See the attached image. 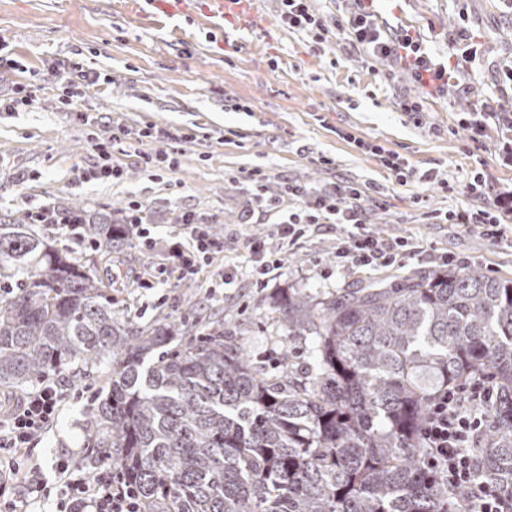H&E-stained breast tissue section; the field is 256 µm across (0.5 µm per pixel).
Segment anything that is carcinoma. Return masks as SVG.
<instances>
[{"mask_svg":"<svg viewBox=\"0 0 512 512\" xmlns=\"http://www.w3.org/2000/svg\"><path fill=\"white\" fill-rule=\"evenodd\" d=\"M50 209L111 259L112 213ZM38 223L0 213V386L110 365L92 439L143 512H455L420 427L437 391L475 376L497 389L479 477L512 497V279L448 269L326 297L293 289L282 319L315 338L320 364L306 381L267 378L220 330L184 348L169 346L174 324L132 330L112 285Z\"/></svg>","mask_w":512,"mask_h":512,"instance_id":"1","label":"carcinoma"}]
</instances>
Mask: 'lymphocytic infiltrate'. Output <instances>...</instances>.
<instances>
[{"instance_id":"1","label":"lymphocytic infiltrate","mask_w":512,"mask_h":512,"mask_svg":"<svg viewBox=\"0 0 512 512\" xmlns=\"http://www.w3.org/2000/svg\"><path fill=\"white\" fill-rule=\"evenodd\" d=\"M356 2L344 26L350 42L370 57L389 60L406 70L424 95L440 94L452 74L472 63L474 50L469 42L459 43L453 62H434L418 36L379 24L374 0ZM466 188L469 204L443 213L429 212V219L462 226L496 243H511L512 193L493 194L480 171ZM365 201L363 188L354 183L304 192L298 206L275 223L270 238L249 237L254 285H266L279 274L288 247L331 226L336 229L334 258L340 268L380 270L424 254L417 239L384 237L369 230ZM128 229L135 232L141 251L159 257L160 272L184 279L194 278L219 251L218 239L190 213L184 214L177 233L163 240L153 235L148 209L137 201L130 206L125 223L116 227L120 234ZM496 395L492 381L486 378L442 389L432 398L422 424L424 459L436 471L441 486L451 492L467 491L462 512H512V498L479 479L474 452ZM61 406L62 397L51 375L23 394L0 392V512H28L32 503L49 496L56 499L55 512H142L137 493L105 455L89 463L69 456L57 459L55 486L44 482L29 452L56 424Z\"/></svg>"}]
</instances>
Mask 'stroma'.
<instances>
[{
  "label": "stroma",
  "instance_id": "obj_1",
  "mask_svg": "<svg viewBox=\"0 0 512 512\" xmlns=\"http://www.w3.org/2000/svg\"><path fill=\"white\" fill-rule=\"evenodd\" d=\"M206 4L195 0L193 13L181 14L167 11V0H0V43L14 61L0 68V100L13 98L21 85L37 95L31 110H0V213L49 202L95 210L137 200L147 204L163 237L175 230L177 215L194 213L224 243L196 279L142 287L155 261L132 238L108 261L84 250V262L90 273L111 279L112 308L131 326L188 320L189 336L174 339L181 347L190 336L224 330L271 374L290 368L303 376L317 364L307 341L289 337L281 292L327 296L403 278L431 270V255L384 271L343 270L332 258L335 232L322 231L290 251L266 287H253L245 236L265 226L251 213L243 171L263 168L279 192L285 182L305 190L369 186L366 219L373 231L415 237L431 254H452L458 268L488 267L512 279V250L426 217L466 204V184L479 163L495 190L512 191V156L504 150L512 133L501 134L496 120L512 113V86L503 82L512 69V0H376L386 26L415 32L438 58L453 52L461 30L477 35V56L463 80L428 99L406 72H392L387 60L338 38L355 0H308L318 32L289 27L281 0H251L252 20L228 17L209 26L200 23ZM83 66L107 80L84 89L78 111H64L62 87H81ZM408 99L421 100L419 118L403 112ZM475 111L492 115L478 142L462 124ZM88 115L95 124L85 123ZM148 123L167 129L168 137L128 149L121 132ZM345 131L352 140L342 139ZM93 137L116 139L121 180L84 181L94 162ZM357 137L400 153L416 178L399 183L354 146ZM162 151L176 154L179 165L158 178L142 156ZM321 156L330 165L318 164ZM279 206H288L281 192ZM228 266L237 271L235 284L212 293ZM90 410L87 400L66 401L56 426L32 449L46 478L61 455L94 458Z\"/></svg>",
  "mask_w": 512,
  "mask_h": 512
}]
</instances>
